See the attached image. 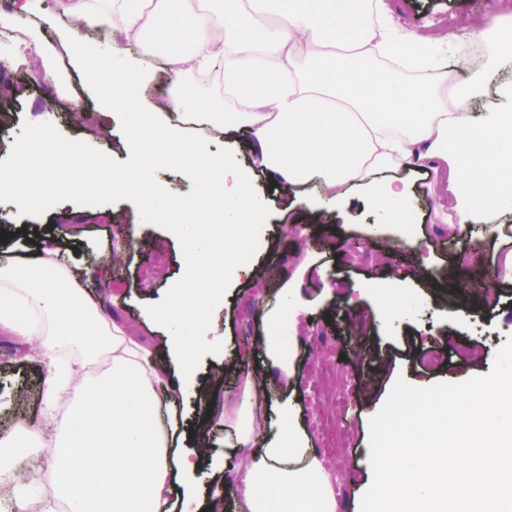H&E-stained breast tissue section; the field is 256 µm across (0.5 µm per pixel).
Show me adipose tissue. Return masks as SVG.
Here are the masks:
<instances>
[{"mask_svg":"<svg viewBox=\"0 0 512 512\" xmlns=\"http://www.w3.org/2000/svg\"><path fill=\"white\" fill-rule=\"evenodd\" d=\"M58 0L61 16L89 25L118 21L122 34L155 51L188 44L167 57L172 73L220 66L224 106L197 113L187 91L173 85L162 104L165 137L181 141L192 177L231 180L230 207L220 247L193 251L187 278L200 271L223 275L246 269L242 226L259 200L249 174L229 158L211 155L205 143L187 138L185 124L201 115L216 134L238 132L263 171L271 174L286 208L316 182L322 203L346 199L351 186L396 224L408 223L409 189L391 172L428 158L457 193L450 224L485 223L498 236L496 218L512 214V83L501 100L476 115L468 102L480 81L451 88L434 66L436 50L399 33L382 0ZM490 204L493 219L474 211L471 194ZM210 294L174 289L155 308V319L174 332L167 349L182 360L180 380L159 365L157 350L127 336L114 316L89 299L75 274L47 252L38 261L0 252V327L35 342L48 378L40 392V424H19L18 438L0 451V471L26 466L27 447L54 429L46 462L51 493L68 512H336L335 491L310 446L295 410L282 407L273 433L265 431L267 374L296 375L289 348L260 337L262 362L247 377L245 399L234 412L212 400L192 432L193 450L173 446L179 427L183 383L193 376L194 331L210 321ZM77 352L58 371L62 347ZM108 354L112 365L100 377L83 376L84 364ZM224 427L228 448L251 447L237 465L238 483L199 504L196 481L209 464L213 422ZM181 510H174V496Z\"/></svg>","mask_w":512,"mask_h":512,"instance_id":"adipose-tissue-1","label":"adipose tissue"}]
</instances>
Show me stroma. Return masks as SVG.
<instances>
[{
    "label": "stroma",
    "instance_id": "stroma-1",
    "mask_svg": "<svg viewBox=\"0 0 512 512\" xmlns=\"http://www.w3.org/2000/svg\"><path fill=\"white\" fill-rule=\"evenodd\" d=\"M399 19L404 33L426 37L444 35L448 48L440 67L453 70L456 84L467 85L475 76L464 60L463 43L470 28L497 17L512 25V0H385ZM27 45L0 43V57L10 63L8 75L21 93L0 101V160L8 157L23 122L52 123L64 137L76 139L109 153L120 162L130 157L118 116L102 106L89 89L82 71L73 66L67 36L72 21L60 16L57 0H39L38 11L19 23ZM489 50L482 91L473 99L474 112L486 111L497 99L501 85L512 82V53L495 38ZM217 155L231 156L238 169L251 171L262 204L251 211V223L264 225L266 237L250 256L255 271L234 272L231 284L215 308L211 321L200 330L194 358L196 376L188 385L183 409L187 427L205 413L211 393L225 390L227 382L249 369L261 336L282 337L293 346L299 361L296 396L285 392L283 377L269 376L268 404L278 408L291 401L310 435L311 446L328 471L341 472L346 482L336 494V512H358L372 471L368 465L370 420L386 402L396 380L425 387L438 381L460 382L488 374L497 349L512 335V282L503 281L498 267L500 241L483 243L480 261L460 262L464 244L448 235L439 204L446 197L427 167L401 173L410 185V222L413 240L405 242L390 228L388 218L352 191L347 202L315 207L302 201L283 221L282 198L271 177L252 172L251 153L234 142L208 137L194 130ZM139 226L141 238L152 243L155 255L143 261L135 244L118 233L119 221ZM311 224V232L290 234V222ZM13 233L12 254L35 259L44 251L62 253L69 267L80 274L81 286L104 304L119 300L115 315L129 335L151 348L165 349L168 331L148 314V305L160 302L183 276L181 244L171 231L141 223L136 205L128 200L80 206L62 202L43 217L19 215L11 203H0V225ZM123 257L120 268L107 259ZM426 258L430 271L441 278L453 273L491 282L499 299L492 308L474 307L464 320L452 321L444 302L428 283L412 276L417 258ZM300 275L304 293L312 304L295 330L280 335L256 317V302L275 306L281 301L283 279ZM395 279L413 301L408 314L397 321L376 319L378 299L373 284ZM433 349L444 357L438 367L420 364L407 353L408 341ZM475 349V361L464 363L456 346ZM21 339L0 330V440L12 438L19 423L43 417L39 394L47 372L37 357L20 360ZM344 368L343 380L334 372ZM347 418L351 438L322 431V424Z\"/></svg>",
    "mask_w": 512,
    "mask_h": 512
}]
</instances>
